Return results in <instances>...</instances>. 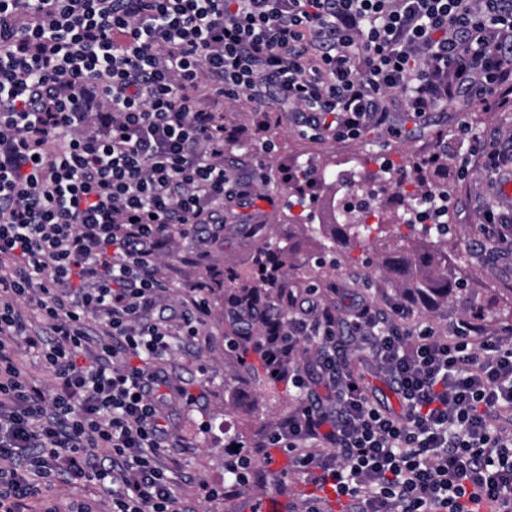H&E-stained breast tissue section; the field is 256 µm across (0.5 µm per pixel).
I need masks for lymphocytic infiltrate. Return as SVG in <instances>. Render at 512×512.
I'll return each mask as SVG.
<instances>
[{
    "label": "lymphocytic infiltrate",
    "instance_id": "1",
    "mask_svg": "<svg viewBox=\"0 0 512 512\" xmlns=\"http://www.w3.org/2000/svg\"><path fill=\"white\" fill-rule=\"evenodd\" d=\"M474 84L512 109V0H0V512H97L61 510L57 479L108 489L109 512H182L160 459L169 399L195 398L159 364L198 340L207 287L163 304L158 260L175 227L250 199L224 167L225 101L357 139L390 92L419 117ZM410 316L314 297L263 333L302 400L268 445L313 485L305 512H512V326ZM352 345L403 414L368 398Z\"/></svg>",
    "mask_w": 512,
    "mask_h": 512
}]
</instances>
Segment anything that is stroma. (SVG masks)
Instances as JSON below:
<instances>
[{
  "label": "stroma",
  "mask_w": 512,
  "mask_h": 512,
  "mask_svg": "<svg viewBox=\"0 0 512 512\" xmlns=\"http://www.w3.org/2000/svg\"><path fill=\"white\" fill-rule=\"evenodd\" d=\"M389 124L367 132L357 140H336L315 137L292 112L274 113L270 121L253 112L247 101L224 106V123L241 129L239 143L227 145L224 166L241 179L253 182L255 212L251 224H243L239 210L224 208V230L219 239H212V225L199 224L176 230L170 251L158 263L160 276L169 284L164 294L168 304L179 302L185 290L198 284L223 278L224 270L247 269L248 258L263 242L278 233L288 221V187L286 180L291 165L322 164L326 158L336 160V167L326 172V181L313 201V210H320L323 199L334 184L361 186L365 172L361 159L370 155H393L405 160L425 158L439 151H448L452 164H459L462 148L453 136L459 124L470 126L473 134L500 139L503 147L512 146V112L488 108L478 90L464 95L438 112L417 117L407 112L400 93L387 99ZM401 129L400 138L389 136L388 127ZM456 199L448 219L463 234L469 233L481 206L489 205L501 212L512 210V196L505 193L502 181H495L478 168L453 187ZM206 246L205 258L195 261L191 254ZM449 250L466 258L465 272L470 287L477 294L491 288L512 286V254L506 243H498V251L506 259H489L485 242H450ZM360 249L345 247L340 258L344 267L327 272L326 280L336 283L337 293L326 294L325 304L337 305L338 293L347 297L365 294L377 307L389 310L398 297L391 283L384 280L377 265L351 266ZM208 313L198 342L175 349L161 363L168 385L187 388L197 397L196 404L174 402L169 415L171 433L177 443L168 452L169 476L178 496L190 512H243L250 501L274 494L284 512H303L311 487L305 476L288 469L285 483L289 494H280L272 480L242 491L235 490L228 480L224 463L229 457L225 429H232L243 446L249 447L254 463H262L261 451L270 433L300 408V399L287 385H280L277 397L259 395L249 377L238 374V367L224 352V336L229 326L224 320V291L210 288L207 294Z\"/></svg>",
  "instance_id": "1"
}]
</instances>
